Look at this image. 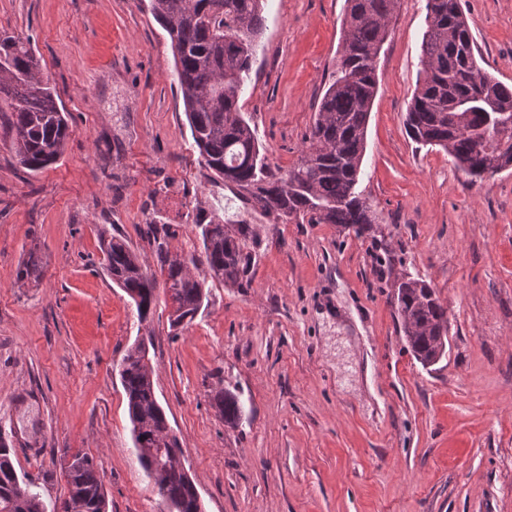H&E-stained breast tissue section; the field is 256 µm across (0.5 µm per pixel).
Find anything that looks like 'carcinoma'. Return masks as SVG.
<instances>
[{
	"mask_svg": "<svg viewBox=\"0 0 512 512\" xmlns=\"http://www.w3.org/2000/svg\"><path fill=\"white\" fill-rule=\"evenodd\" d=\"M264 0H150L151 12L167 31L193 143L201 161L264 215L288 221L310 217L317 224H342L362 234L371 229V205L356 191L366 148L370 112L377 93L374 56L380 52L397 0H346L342 41L332 82L321 99L299 162L278 175L261 155L255 131L239 100L264 27ZM418 85L406 114L409 137L444 149L475 179L483 171L512 167V85L486 72L475 56L474 38L459 0H426ZM0 103L12 112V146L20 164L35 173L63 154L69 125L39 58L19 36L0 35ZM201 258L210 278L229 287L249 283L256 234L250 224L200 225ZM112 281L147 319L156 300L157 278L121 239L102 242ZM159 270L173 312L172 327L191 324L209 303L206 279L184 260L159 253ZM42 257L31 251L17 267L14 283L39 280ZM395 306L403 333L422 365L445 353L447 309L424 280L406 276L396 285ZM128 401L135 455L161 498V512H194L197 487L175 468L178 439H167V417L159 405L145 340L135 342L119 371ZM214 407L224 422L238 424L239 400L220 391ZM72 512H108V498L94 458L81 450L61 465ZM32 483L18 475L11 448L0 438V512H57Z\"/></svg>",
	"mask_w": 512,
	"mask_h": 512,
	"instance_id": "1",
	"label": "carcinoma"
}]
</instances>
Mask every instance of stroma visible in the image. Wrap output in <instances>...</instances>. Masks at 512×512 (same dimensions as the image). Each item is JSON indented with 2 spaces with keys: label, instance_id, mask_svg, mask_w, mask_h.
Listing matches in <instances>:
<instances>
[{
  "label": "stroma",
  "instance_id": "35a3bbf8",
  "mask_svg": "<svg viewBox=\"0 0 512 512\" xmlns=\"http://www.w3.org/2000/svg\"><path fill=\"white\" fill-rule=\"evenodd\" d=\"M345 0H265L245 91L272 169L301 158L336 68ZM481 66L512 83V0H462ZM425 0H398L377 61L358 192L374 234L274 223L213 180L190 135L169 37L150 0H0L69 114L37 174L0 112V434L46 503L64 455L91 454L109 512H160L134 454L119 364L150 339L154 391L205 512H512V168L472 181L406 134ZM253 225L247 287L209 282L186 329L158 298L147 321L104 266L102 234L148 272L156 245L201 253L199 225ZM38 285L14 276L31 246ZM408 273L448 309L446 354L423 367L394 305ZM244 414L225 425L217 391Z\"/></svg>",
  "mask_w": 512,
  "mask_h": 512
}]
</instances>
